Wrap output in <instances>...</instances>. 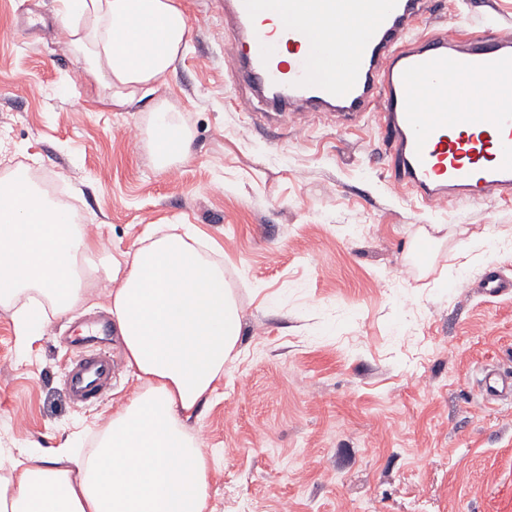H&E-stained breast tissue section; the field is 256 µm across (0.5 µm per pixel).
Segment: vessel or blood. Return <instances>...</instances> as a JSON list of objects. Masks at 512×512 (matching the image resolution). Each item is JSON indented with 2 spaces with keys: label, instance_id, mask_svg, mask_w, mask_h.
<instances>
[{
  "label": "vessel or blood",
  "instance_id": "vessel-or-blood-1",
  "mask_svg": "<svg viewBox=\"0 0 512 512\" xmlns=\"http://www.w3.org/2000/svg\"><path fill=\"white\" fill-rule=\"evenodd\" d=\"M431 0H224L232 40L224 54L237 111L290 113L348 125L377 116L390 186L427 209L469 199H512V32L462 38L419 32ZM359 26L352 44L331 32L336 10ZM479 288L512 291L487 267ZM111 354L77 350L65 371L74 403L110 392ZM512 397V374L479 381Z\"/></svg>",
  "mask_w": 512,
  "mask_h": 512
}]
</instances>
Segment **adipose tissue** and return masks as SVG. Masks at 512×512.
Masks as SVG:
<instances>
[{
  "instance_id": "obj_1",
  "label": "adipose tissue",
  "mask_w": 512,
  "mask_h": 512,
  "mask_svg": "<svg viewBox=\"0 0 512 512\" xmlns=\"http://www.w3.org/2000/svg\"><path fill=\"white\" fill-rule=\"evenodd\" d=\"M61 27L108 104L129 110L153 91L187 44L177 0H58ZM160 101L150 117L157 172L190 156L192 134ZM73 215L35 193L31 179H0V306L21 339L86 301L75 273L97 250ZM192 232H153L111 256L112 322L140 388L113 413L93 452L69 444L19 467L0 453V512H208L210 462L188 423L233 360L241 336L224 270Z\"/></svg>"
}]
</instances>
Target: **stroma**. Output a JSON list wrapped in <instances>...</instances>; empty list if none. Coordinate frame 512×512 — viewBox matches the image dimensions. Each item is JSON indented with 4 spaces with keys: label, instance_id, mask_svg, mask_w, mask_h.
<instances>
[{
    "label": "stroma",
    "instance_id": "35a3bbf8",
    "mask_svg": "<svg viewBox=\"0 0 512 512\" xmlns=\"http://www.w3.org/2000/svg\"><path fill=\"white\" fill-rule=\"evenodd\" d=\"M182 57L126 112L102 101L58 40L56 0H0V177L63 176L75 221L103 247L81 263L95 290L20 348L0 307V448L41 454L95 445L136 388L117 336L70 328L106 308L109 257L157 225L208 240L242 319L240 356L191 423L212 458L210 512H512V400L477 389L482 367L512 372V202L423 209L389 186L375 117L260 125L233 111L220 0H178ZM512 28V0H435L426 30ZM191 130L188 161L155 173L156 100ZM427 243L418 259L419 243ZM111 351L112 391L73 403L78 347ZM488 293L512 291V277L507 276L497 265L487 267L477 284Z\"/></svg>",
    "mask_w": 512,
    "mask_h": 512
}]
</instances>
